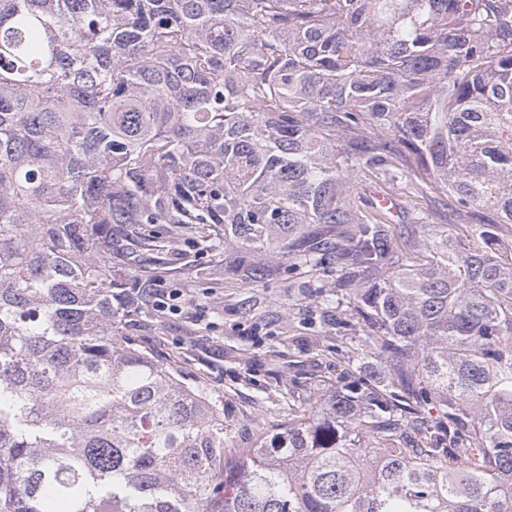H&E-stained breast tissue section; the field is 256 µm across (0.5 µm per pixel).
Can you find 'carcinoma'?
<instances>
[{"label":"carcinoma","instance_id":"obj_1","mask_svg":"<svg viewBox=\"0 0 512 512\" xmlns=\"http://www.w3.org/2000/svg\"><path fill=\"white\" fill-rule=\"evenodd\" d=\"M114 224L335 273L336 380L229 445ZM0 512H512V0H0Z\"/></svg>","mask_w":512,"mask_h":512}]
</instances>
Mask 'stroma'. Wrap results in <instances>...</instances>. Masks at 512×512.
Returning <instances> with one entry per match:
<instances>
[{
    "label": "stroma",
    "instance_id": "stroma-1",
    "mask_svg": "<svg viewBox=\"0 0 512 512\" xmlns=\"http://www.w3.org/2000/svg\"><path fill=\"white\" fill-rule=\"evenodd\" d=\"M136 230L155 239V250L114 234V271L127 277L152 271L165 287L183 289L187 304L176 315L157 311L147 297L122 306L118 339L176 367L185 382L212 397L235 447H250L257 429L272 431L287 420L289 391L305 401L317 396L319 377H335L319 297L332 278L311 279L289 272L287 262L248 254L246 263L272 269L253 283L225 271L223 251L213 250L196 226Z\"/></svg>",
    "mask_w": 512,
    "mask_h": 512
}]
</instances>
